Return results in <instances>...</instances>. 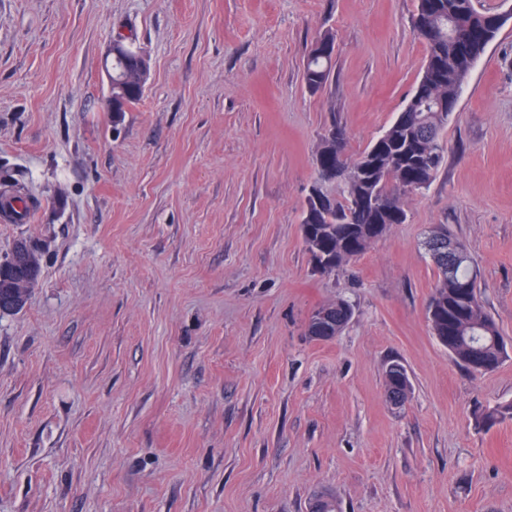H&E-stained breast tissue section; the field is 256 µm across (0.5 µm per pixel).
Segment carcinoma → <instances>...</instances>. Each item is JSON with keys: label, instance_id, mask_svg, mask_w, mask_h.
I'll use <instances>...</instances> for the list:
<instances>
[{"label": "carcinoma", "instance_id": "cac0c4a2", "mask_svg": "<svg viewBox=\"0 0 512 512\" xmlns=\"http://www.w3.org/2000/svg\"><path fill=\"white\" fill-rule=\"evenodd\" d=\"M454 21L457 29H448ZM412 32L426 50L422 74L409 101L385 131L361 153L348 154V134L333 122L325 128L315 150L312 185H329L328 199L316 206L307 195L302 209L301 231L313 267L331 274L366 252L392 225L407 219L406 198L428 187L444 160L447 143L443 131L450 113L437 111L445 99L456 105L466 79L502 25L496 14L480 10L476 0H417ZM334 37L320 35L310 46L303 71L305 87L322 91L330 80ZM121 57H112L113 117L119 120L144 93L147 64L132 45L116 43ZM0 197L29 209V195L14 182H3ZM32 274L14 270L0 260V296L10 295L15 305L1 315L21 311L41 272V253L32 247ZM437 279L428 304V319L438 342L450 355L475 374L496 369L505 346L496 322L481 304L478 276L472 262L454 273L436 265ZM336 312L341 332L351 316L345 300L324 304ZM386 392L397 391L405 400L411 382L404 366L390 364L385 374Z\"/></svg>", "mask_w": 512, "mask_h": 512}]
</instances>
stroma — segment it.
I'll return each instance as SVG.
<instances>
[{
    "label": "stroma",
    "instance_id": "stroma-1",
    "mask_svg": "<svg viewBox=\"0 0 512 512\" xmlns=\"http://www.w3.org/2000/svg\"><path fill=\"white\" fill-rule=\"evenodd\" d=\"M416 0H0V173L36 201L26 307L0 318V512H512V19L470 72L407 220L326 276L301 214L330 123L362 151L425 62ZM335 36L333 77L302 80ZM147 59L120 122L118 36ZM444 224L507 345L473 375L432 335ZM345 300L339 336L305 334ZM400 361L404 407L385 394ZM334 47V37L328 32L311 44L303 71V81L309 92L318 93L329 82ZM385 380L389 399L392 400L391 394L398 391L401 395V403L406 401L411 390V382L404 366L399 362L390 364L386 370Z\"/></svg>",
    "mask_w": 512,
    "mask_h": 512
}]
</instances>
